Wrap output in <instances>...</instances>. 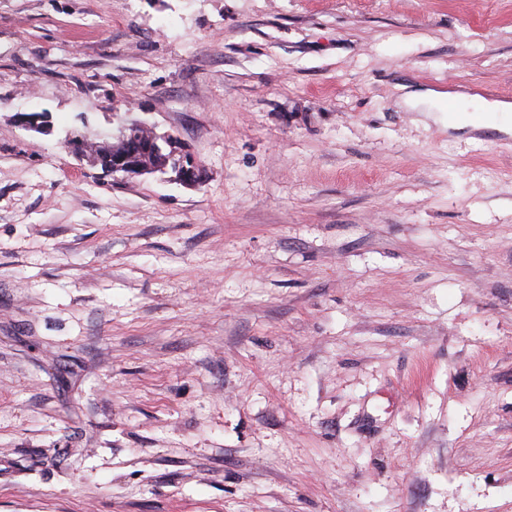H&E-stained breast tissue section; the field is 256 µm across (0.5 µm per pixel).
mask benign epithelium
I'll use <instances>...</instances> for the list:
<instances>
[{"label": "benign epithelium", "instance_id": "benign-epithelium-1", "mask_svg": "<svg viewBox=\"0 0 512 512\" xmlns=\"http://www.w3.org/2000/svg\"><path fill=\"white\" fill-rule=\"evenodd\" d=\"M179 140L172 136H158L154 142L152 154L160 158L155 166L145 164L139 157L115 147L102 146L88 139H75L69 142V149L75 158L88 165L95 164V159L108 156L110 164L106 168L109 174L122 173L134 177L166 171L171 167L179 178L185 182H194L199 178L196 163L191 156L178 146Z\"/></svg>", "mask_w": 512, "mask_h": 512}]
</instances>
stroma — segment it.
Wrapping results in <instances>:
<instances>
[{"label":"stroma","mask_w":512,"mask_h":512,"mask_svg":"<svg viewBox=\"0 0 512 512\" xmlns=\"http://www.w3.org/2000/svg\"><path fill=\"white\" fill-rule=\"evenodd\" d=\"M413 90L512 0H0V512H512V131ZM157 136L152 154L160 158L161 163L155 166L145 164L139 157L124 150L118 151L117 148H112V146L98 145L88 139L71 140L68 147L79 162H85L90 166L96 163L95 159L97 157L108 156L110 161L108 168H106L108 174L123 173L126 176L134 177L156 173L159 170L163 173L170 165L184 182L198 180L200 175L196 163L188 153L180 149L178 146L179 140L169 135L161 136L157 134Z\"/></svg>","instance_id":"stroma-1"}]
</instances>
